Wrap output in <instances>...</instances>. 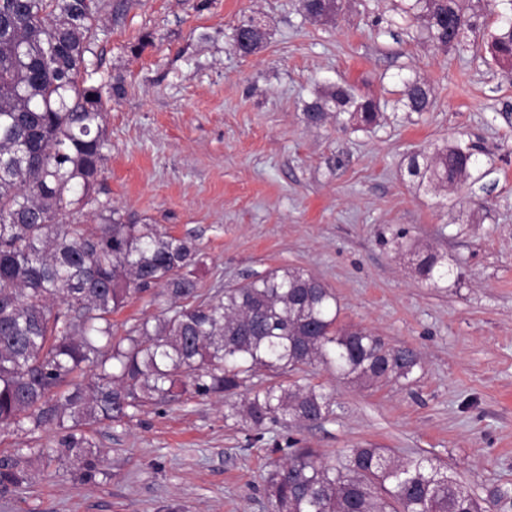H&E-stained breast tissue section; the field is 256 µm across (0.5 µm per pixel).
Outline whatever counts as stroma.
I'll use <instances>...</instances> for the list:
<instances>
[{
    "label": "stroma",
    "instance_id": "1",
    "mask_svg": "<svg viewBox=\"0 0 512 512\" xmlns=\"http://www.w3.org/2000/svg\"><path fill=\"white\" fill-rule=\"evenodd\" d=\"M392 3L342 0L313 21L303 0H101L94 62L126 93L106 116L97 195L194 239L203 292L303 270L334 289L343 323L419 350L422 371L368 387L313 368L334 415L270 426L252 447L215 397L94 426L102 474L32 462L0 512H270L264 478L289 437L329 459L422 452L479 496L512 491V67L481 44L436 49ZM244 15L269 32L248 56L232 40ZM414 78L434 91L429 111L398 102ZM341 82L379 102L375 125L306 124L305 105ZM456 141L476 149L467 181L417 188L409 156ZM415 247L452 274L422 280Z\"/></svg>",
    "mask_w": 512,
    "mask_h": 512
}]
</instances>
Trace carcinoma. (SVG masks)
I'll return each instance as SVG.
<instances>
[{"mask_svg": "<svg viewBox=\"0 0 512 512\" xmlns=\"http://www.w3.org/2000/svg\"><path fill=\"white\" fill-rule=\"evenodd\" d=\"M467 0H399L435 46L459 53L469 34L486 38L497 63L512 66V0L489 29ZM309 16L336 12V0H305ZM99 0H0V427L53 429L45 448L0 459V491L27 481L33 456L74 459L80 476L99 473L86 427L131 420L147 405L185 395L224 397V422L264 440L268 425L315 423L333 401L288 377L321 365L348 382L387 384L422 369L419 353L390 347L340 323L333 289L301 270L272 269L203 296L200 250L157 224H140L92 196L106 160L105 116L125 94L97 80L92 45ZM243 17L233 41L244 56L266 41ZM432 90L405 85L402 105L425 112ZM371 125L376 104L349 85L328 87L305 105L307 124L332 115ZM470 147L448 143L414 154L419 184L452 190L471 175ZM93 206L95 227L75 223ZM425 280L448 276L444 255L411 251ZM161 290L168 307L119 337L112 314L135 294ZM265 477L272 512H490L499 491L479 498L423 453L350 448L324 460L312 448L282 449Z\"/></svg>", "mask_w": 512, "mask_h": 512, "instance_id": "carcinoma-1", "label": "carcinoma"}]
</instances>
